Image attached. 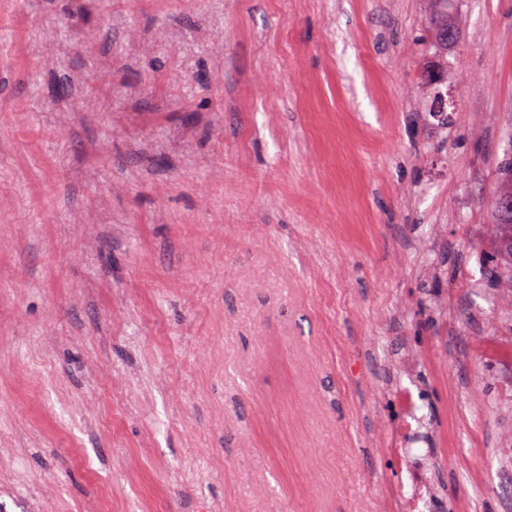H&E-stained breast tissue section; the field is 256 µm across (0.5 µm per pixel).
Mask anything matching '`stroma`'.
Segmentation results:
<instances>
[{
  "label": "stroma",
  "instance_id": "stroma-1",
  "mask_svg": "<svg viewBox=\"0 0 512 512\" xmlns=\"http://www.w3.org/2000/svg\"><path fill=\"white\" fill-rule=\"evenodd\" d=\"M427 10L0 0V512H512V0ZM428 2L429 12L424 26L425 34L432 40L431 47L448 51V41H445L438 35L434 25L449 26L457 32L456 20L453 21L448 18V3H450V1L428 0ZM494 250L490 262L499 269V284L505 289L504 301L512 307V218L500 219L491 214Z\"/></svg>",
  "mask_w": 512,
  "mask_h": 512
}]
</instances>
